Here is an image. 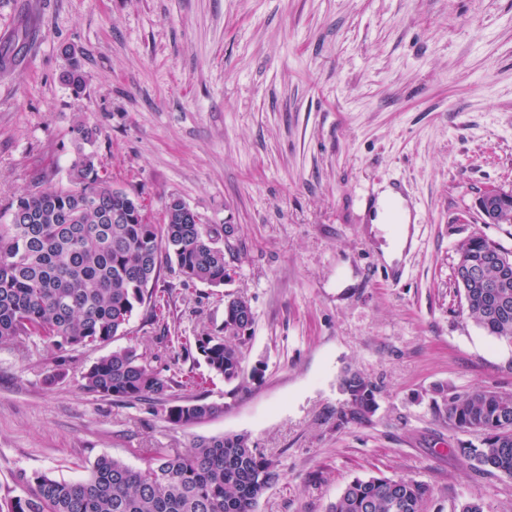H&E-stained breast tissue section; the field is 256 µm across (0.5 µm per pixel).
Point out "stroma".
<instances>
[{"mask_svg": "<svg viewBox=\"0 0 512 512\" xmlns=\"http://www.w3.org/2000/svg\"><path fill=\"white\" fill-rule=\"evenodd\" d=\"M23 24L0 71V209L45 165L65 178L84 124L99 167L154 219L177 196L227 229L231 283L162 274L178 334L221 326L228 294L255 322L241 386L208 382L218 412L184 426L166 419L184 390L126 402L83 387L127 346L163 376L206 374L161 343L147 308L108 346L0 347L1 507L35 472L75 481L103 455L140 469L148 449L244 434L281 473L255 512H326L370 476L425 484L422 512L472 498L512 512V479L453 453L479 435L433 408L439 387L512 393V345L468 316L453 277L474 233L512 252V224L481 223L477 206L488 186L512 190V0H0V29ZM398 183L412 215L394 282L362 198ZM348 370L377 384L378 408L340 426ZM28 36L27 27L18 28L11 39L0 43V69L11 66L20 50L26 43Z\"/></svg>", "mask_w": 512, "mask_h": 512, "instance_id": "stroma-1", "label": "stroma"}]
</instances>
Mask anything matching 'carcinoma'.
<instances>
[{
    "mask_svg": "<svg viewBox=\"0 0 512 512\" xmlns=\"http://www.w3.org/2000/svg\"><path fill=\"white\" fill-rule=\"evenodd\" d=\"M27 27L0 43V68L11 66L26 43ZM64 81L79 93L85 85L81 64L68 53ZM93 133L75 129L77 156L66 183L43 167L31 189L0 212V346L20 348L36 337L57 350L106 345L126 332L134 312L145 306L167 333L169 344L194 348L211 373L232 384L243 376L244 348L251 339L254 313L242 297L224 300V324L198 336L195 344L171 331L169 289L158 287L163 265H174L186 284L224 286L233 272L226 260L224 229L203 224L171 198L169 223H143L144 199L100 170L94 153L84 150ZM123 220L115 222L112 216ZM504 248L476 233L461 249L472 276L458 285L468 315L488 335L512 344V263L497 266L494 252ZM84 387L105 398L162 400L174 387L200 389L206 380L162 376L133 346L94 362L82 376ZM344 424L363 422L378 407L377 387L362 373L339 378ZM434 409L457 429L476 432L480 444L454 449L475 472L512 479V395L490 389L448 394L435 389ZM218 406L198 395L168 407L173 425L202 421ZM280 474L276 464L242 434L201 438L184 454L156 448L147 465L134 469L101 456L89 476L58 480L35 472L22 479L24 495L8 512H255L258 500ZM428 493L416 481L386 477L355 479L327 512H421Z\"/></svg>",
    "mask_w": 512,
    "mask_h": 512,
    "instance_id": "cac0c4a2",
    "label": "carcinoma"
}]
</instances>
